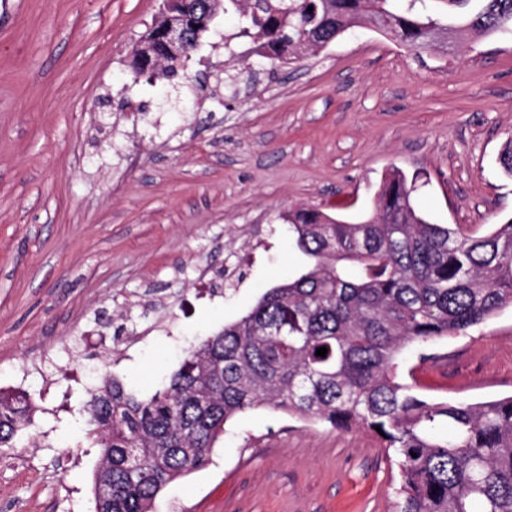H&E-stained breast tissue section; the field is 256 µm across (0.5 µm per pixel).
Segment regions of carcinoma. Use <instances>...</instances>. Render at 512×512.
Instances as JSON below:
<instances>
[{"mask_svg": "<svg viewBox=\"0 0 512 512\" xmlns=\"http://www.w3.org/2000/svg\"><path fill=\"white\" fill-rule=\"evenodd\" d=\"M405 0H176L185 45L157 20L131 54L134 81L185 70L211 24L233 8L270 64L325 48L368 25L421 54L438 33L512 32V0H480L460 26ZM313 11H308V7ZM405 174L385 175L375 216L347 223L315 208L282 215L309 263L268 289L237 320L198 337L169 381L140 396L110 372L75 420L99 450L94 512H151L173 481L208 464L237 415L282 412L336 429L382 430L398 467L395 512H512V396L429 400L398 375L399 359L512 307V219L475 236L430 223ZM320 347L326 356L316 355ZM35 431L30 395L0 392V448ZM417 457H412V454Z\"/></svg>", "mask_w": 512, "mask_h": 512, "instance_id": "obj_1", "label": "carcinoma"}]
</instances>
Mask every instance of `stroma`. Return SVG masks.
Masks as SVG:
<instances>
[{"label":"stroma","mask_w":512,"mask_h":512,"mask_svg":"<svg viewBox=\"0 0 512 512\" xmlns=\"http://www.w3.org/2000/svg\"><path fill=\"white\" fill-rule=\"evenodd\" d=\"M158 0H0V388L23 390L43 436L0 448V512H92L96 449L59 422L96 372L146 393L198 334L223 328L304 267L281 213L356 222L382 178L414 179L432 223L484 235L512 219L499 165L512 139V35L416 54L354 27L296 62L236 61L213 23L186 74L132 83ZM134 317L115 335L97 311ZM400 374L429 398L512 395V308ZM35 373L18 381L20 364ZM397 467L371 432L257 409L155 512H394Z\"/></svg>","instance_id":"stroma-1"}]
</instances>
